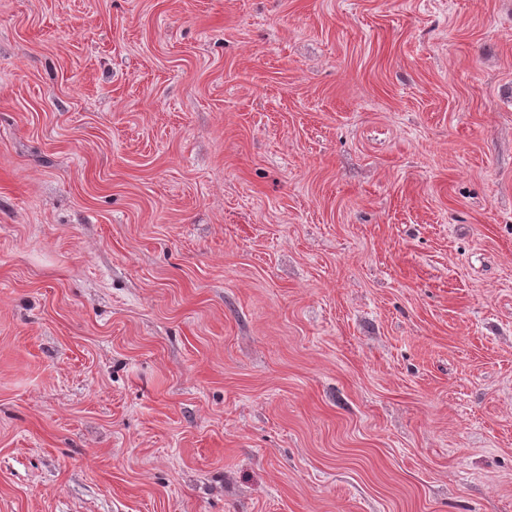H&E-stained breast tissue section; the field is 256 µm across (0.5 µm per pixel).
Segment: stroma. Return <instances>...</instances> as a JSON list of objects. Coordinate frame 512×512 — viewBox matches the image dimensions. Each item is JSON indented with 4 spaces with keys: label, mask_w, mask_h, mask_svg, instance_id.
I'll list each match as a JSON object with an SVG mask.
<instances>
[{
    "label": "stroma",
    "mask_w": 512,
    "mask_h": 512,
    "mask_svg": "<svg viewBox=\"0 0 512 512\" xmlns=\"http://www.w3.org/2000/svg\"><path fill=\"white\" fill-rule=\"evenodd\" d=\"M0 512H512V0H0Z\"/></svg>",
    "instance_id": "35a3bbf8"
}]
</instances>
